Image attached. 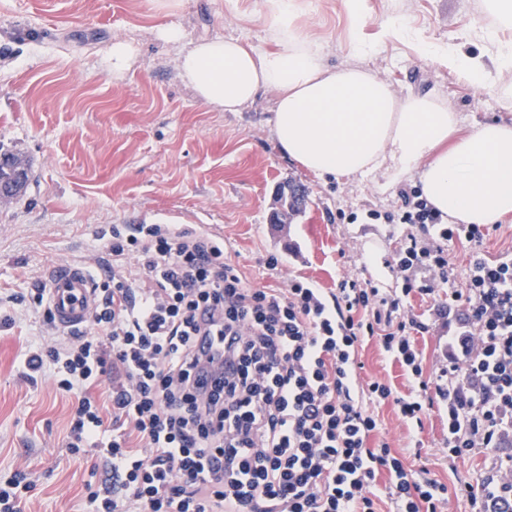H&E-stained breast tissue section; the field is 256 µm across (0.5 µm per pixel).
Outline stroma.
Here are the masks:
<instances>
[{"label": "stroma", "mask_w": 512, "mask_h": 512, "mask_svg": "<svg viewBox=\"0 0 512 512\" xmlns=\"http://www.w3.org/2000/svg\"><path fill=\"white\" fill-rule=\"evenodd\" d=\"M296 23L327 67L356 66L387 81L398 97L431 95L456 112L463 131L512 125V73L483 86L423 56L426 44L453 46L493 63L512 45L485 0H363L353 21L347 0H298ZM265 0H0V150L28 170L25 188L0 199V470L29 473L35 488L24 512H84L87 484L105 469L73 458L65 441L71 401L51 375H20L31 344L53 340L34 301L51 267L73 264L103 273L100 229L112 224H200L222 236L228 258L257 287L289 279L335 289L350 275L378 287L398 286L393 257L405 227L381 221L398 212L417 176L393 180L379 170L355 179L320 178L292 162L273 133L274 95L260 93L238 112L201 102L179 76L182 50L206 38H236L256 52L275 50ZM403 24L392 35L387 24ZM184 39H160L157 28ZM496 41H488L487 29ZM133 42L130 67L107 64L114 41ZM372 51L360 55L351 45ZM303 185L307 204L290 223L275 224L281 190ZM277 259L270 268L269 259ZM364 379L400 392L407 380L377 342L359 352ZM380 434L409 464L447 485L475 481L489 464L474 456L448 463V431L438 409L422 427L404 422L393 403L377 409Z\"/></svg>", "instance_id": "stroma-1"}]
</instances>
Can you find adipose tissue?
<instances>
[{
	"label": "adipose tissue",
	"instance_id": "1",
	"mask_svg": "<svg viewBox=\"0 0 512 512\" xmlns=\"http://www.w3.org/2000/svg\"><path fill=\"white\" fill-rule=\"evenodd\" d=\"M276 50L259 54L234 38L193 44L178 61L182 80L203 103L239 111L261 91L276 95L273 133L281 151L320 176H361L386 168L394 178L419 171L422 195L442 216L492 224L512 213V125L464 134L456 113L428 95L400 98L355 67L331 69L295 23L294 0H266ZM484 85L492 70L512 72V48L493 65L447 46H424Z\"/></svg>",
	"mask_w": 512,
	"mask_h": 512
}]
</instances>
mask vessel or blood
Listing matches in <instances>:
<instances>
[{"label": "vessel or blood", "instance_id": "obj_1", "mask_svg": "<svg viewBox=\"0 0 512 512\" xmlns=\"http://www.w3.org/2000/svg\"><path fill=\"white\" fill-rule=\"evenodd\" d=\"M50 307L59 329L87 323L94 305L91 276L73 265H58L50 274Z\"/></svg>", "mask_w": 512, "mask_h": 512}]
</instances>
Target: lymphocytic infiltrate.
I'll list each match as a JSON object with an SVG mask.
<instances>
[{"label": "lymphocytic infiltrate", "mask_w": 512, "mask_h": 512, "mask_svg": "<svg viewBox=\"0 0 512 512\" xmlns=\"http://www.w3.org/2000/svg\"><path fill=\"white\" fill-rule=\"evenodd\" d=\"M402 201L399 223L421 235L397 253L390 293L352 277L330 293L300 279L257 288L202 225H113L91 331L20 362L30 380L50 370L71 398L70 454L94 453L112 473L89 512H439L447 485L376 437L373 408L387 402L407 421L438 408L449 462L492 460L459 489L471 512H512V259H487L484 225L444 224L419 190ZM445 240L469 245L465 273ZM415 294L435 315L465 311L432 376ZM372 339L409 393L362 380Z\"/></svg>", "instance_id": "obj_1"}]
</instances>
